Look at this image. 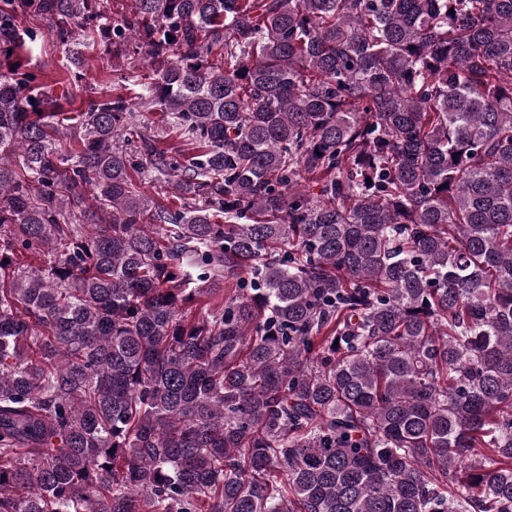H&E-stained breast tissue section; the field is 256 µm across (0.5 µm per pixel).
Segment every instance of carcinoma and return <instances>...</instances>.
Instances as JSON below:
<instances>
[{"instance_id":"obj_1","label":"carcinoma","mask_w":512,"mask_h":512,"mask_svg":"<svg viewBox=\"0 0 512 512\" xmlns=\"http://www.w3.org/2000/svg\"><path fill=\"white\" fill-rule=\"evenodd\" d=\"M0 512H512V0H0ZM35 24L40 25L42 42L33 52L32 70L40 75L38 83L50 95L60 96L63 91H69L72 104L66 105V109L77 112L80 106L85 107L89 97L112 94L113 87L122 85L118 80L113 82V77H119L120 71L117 70L123 69L126 61L123 57L113 59L112 46L100 42L93 49L84 50L86 63L81 70H75L68 61L67 44L62 43L54 33H49L43 24L24 22V26ZM78 73L81 74L79 79L74 76ZM143 113L141 116V124L147 125L148 128H151V135H157V139L159 140L158 146L160 148H166L168 150H178L182 148L181 139L178 136V132L175 127L170 125L171 118H169L166 114L162 116L161 112H140ZM162 117L166 123L162 121ZM134 176L140 184L144 198L149 205L163 203L169 208L180 207V199L171 185L168 186L167 183H157L153 174L151 175L150 172H147L145 169H141L140 174L134 173Z\"/></svg>"}]
</instances>
